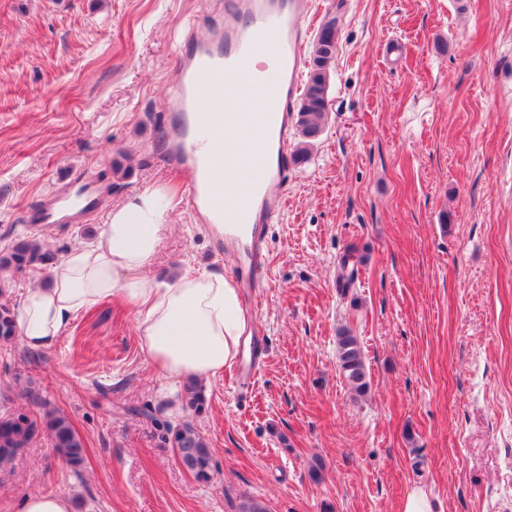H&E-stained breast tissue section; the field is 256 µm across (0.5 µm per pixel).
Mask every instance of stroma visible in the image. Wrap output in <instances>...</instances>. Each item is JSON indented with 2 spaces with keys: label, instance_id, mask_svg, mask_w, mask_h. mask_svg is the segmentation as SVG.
Wrapping results in <instances>:
<instances>
[{
  "label": "stroma",
  "instance_id": "1",
  "mask_svg": "<svg viewBox=\"0 0 512 512\" xmlns=\"http://www.w3.org/2000/svg\"><path fill=\"white\" fill-rule=\"evenodd\" d=\"M317 2L313 27L337 29L330 114L265 227L258 375L225 370L202 386L205 412L184 411L118 300L50 349L0 343V414L62 412L86 443L77 473L44 437L0 465V512L57 490L75 512H239L249 497L400 512L415 489L435 512H512V0ZM211 19L209 0H0V251L37 234L63 256L157 189L171 211L149 276L237 279L164 164L178 43ZM66 179L94 202L77 222L37 223ZM343 327L363 349V397L339 371ZM185 420L213 450L210 482L168 442Z\"/></svg>",
  "mask_w": 512,
  "mask_h": 512
}]
</instances>
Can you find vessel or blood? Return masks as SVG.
I'll list each match as a JSON object with an SVG mask.
<instances>
[{"instance_id":"vessel-or-blood-1","label":"vessel or blood","mask_w":512,"mask_h":512,"mask_svg":"<svg viewBox=\"0 0 512 512\" xmlns=\"http://www.w3.org/2000/svg\"><path fill=\"white\" fill-rule=\"evenodd\" d=\"M313 0H225L233 21L196 39L180 54L167 123L173 139L167 166L186 180V204L204 224H230L244 240L242 274L264 269L265 226L280 214L286 177L288 120L302 81L305 25ZM254 95V111L227 124L225 107ZM221 142L224 174L236 191L226 195L212 174L203 143ZM227 183V184H228Z\"/></svg>"}]
</instances>
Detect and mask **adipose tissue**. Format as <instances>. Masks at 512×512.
Instances as JSON below:
<instances>
[{
	"label": "adipose tissue",
	"mask_w": 512,
	"mask_h": 512,
	"mask_svg": "<svg viewBox=\"0 0 512 512\" xmlns=\"http://www.w3.org/2000/svg\"><path fill=\"white\" fill-rule=\"evenodd\" d=\"M168 221L153 190L112 208L93 245L71 249L50 268L48 286L25 292L15 313L21 343L49 349L80 312L119 298L135 310L140 350L166 380L205 382L231 366L246 330L232 281L186 272L163 284L145 273Z\"/></svg>",
	"instance_id": "1"
}]
</instances>
